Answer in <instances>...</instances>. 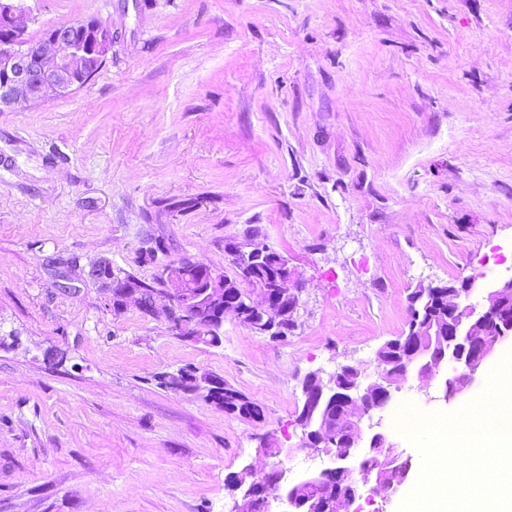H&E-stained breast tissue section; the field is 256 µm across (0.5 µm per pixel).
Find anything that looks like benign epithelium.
Masks as SVG:
<instances>
[{"label": "benign epithelium", "mask_w": 512, "mask_h": 512, "mask_svg": "<svg viewBox=\"0 0 512 512\" xmlns=\"http://www.w3.org/2000/svg\"><path fill=\"white\" fill-rule=\"evenodd\" d=\"M27 22L21 5L0 0V111L75 91L95 75L112 49V27L95 19L53 28L32 47L25 41ZM190 264L197 261L184 258L159 273L171 302L168 320L174 321L179 335H212V324L197 316L199 309L208 307L216 310L219 324L231 315L255 336L272 335L282 321L294 324L300 297L288 261L278 265L270 287L246 312L224 301V290L214 283L208 267L200 270L198 283H186L180 268ZM89 276L109 296L117 294L126 304L142 306L140 291L115 271L112 261L94 265ZM510 338L512 276L482 283L470 277L459 289L448 291L444 318L422 327L408 325L394 363L378 361L372 373L357 364L341 365L327 380L318 371L306 374L300 381L296 416L300 449L313 456L329 455L336 448L345 452L335 457V466L311 471L294 483L283 470L257 477L252 465L244 466L237 475L231 512H269L275 504L286 507L284 512H351L354 498L333 487L335 475L385 497L397 493L411 471L398 469L402 453L379 430L382 419L374 415L384 411L411 378L428 402L455 398L464 387L462 380L473 379ZM341 378L347 380L348 394L338 413L332 383ZM360 454L382 455L381 465L355 464Z\"/></svg>", "instance_id": "1"}]
</instances>
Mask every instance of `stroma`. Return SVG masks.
I'll return each mask as SVG.
<instances>
[{
    "label": "stroma",
    "instance_id": "obj_1",
    "mask_svg": "<svg viewBox=\"0 0 512 512\" xmlns=\"http://www.w3.org/2000/svg\"><path fill=\"white\" fill-rule=\"evenodd\" d=\"M19 2L30 41L88 18L115 40L81 88L0 111V512H229L245 464L327 467L299 448L303 376L372 365L419 284L512 274V0ZM254 225L302 289L284 339L182 338L167 297L117 315L89 277L227 273ZM511 351L450 402L402 389L383 431L420 463L394 416L472 403ZM185 367L262 419L158 384ZM222 381V387L217 388L215 391L206 392L205 398L214 403L215 405L224 408V411L229 414H234L238 417H245L252 420H259L263 417L262 407L251 401L243 393L228 386ZM224 386L228 390H224Z\"/></svg>",
    "mask_w": 512,
    "mask_h": 512
}]
</instances>
